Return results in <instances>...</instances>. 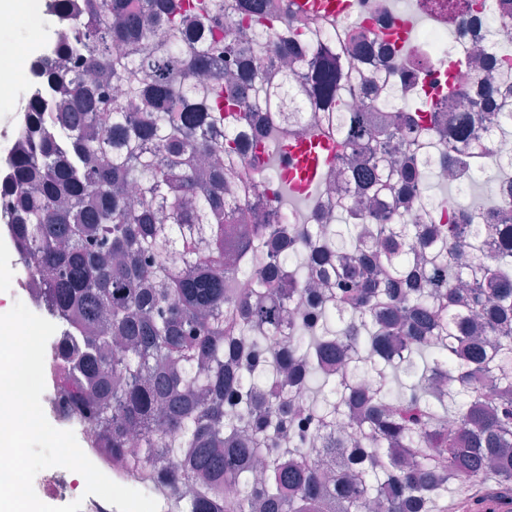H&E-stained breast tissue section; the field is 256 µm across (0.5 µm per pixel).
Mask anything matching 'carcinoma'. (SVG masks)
<instances>
[{
    "mask_svg": "<svg viewBox=\"0 0 512 512\" xmlns=\"http://www.w3.org/2000/svg\"><path fill=\"white\" fill-rule=\"evenodd\" d=\"M49 16L72 29L40 60L28 142L5 151L0 220L66 326L57 390L112 453L136 439L133 470L178 461L177 512H448L461 482L511 491L512 192L458 213L428 185L455 166L435 143L478 158L469 123L512 125V81L458 84L457 53L405 95L379 74L355 105L364 75L342 54L365 49L361 26L277 0H52ZM459 18L491 23L448 0ZM476 52L490 72L504 56ZM315 136L349 170L325 224L289 205L270 146ZM265 179L281 223H240ZM417 189L439 223L408 222Z\"/></svg>",
    "mask_w": 512,
    "mask_h": 512,
    "instance_id": "obj_1",
    "label": "carcinoma"
}]
</instances>
